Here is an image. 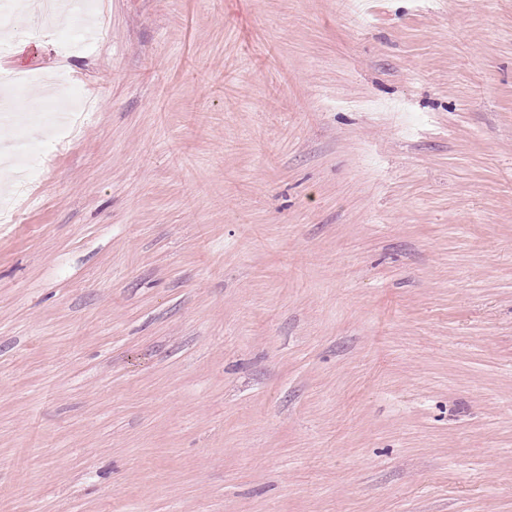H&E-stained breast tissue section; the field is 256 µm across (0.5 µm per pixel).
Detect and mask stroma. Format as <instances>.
<instances>
[{"instance_id": "stroma-1", "label": "stroma", "mask_w": 512, "mask_h": 512, "mask_svg": "<svg viewBox=\"0 0 512 512\" xmlns=\"http://www.w3.org/2000/svg\"><path fill=\"white\" fill-rule=\"evenodd\" d=\"M90 4L0 36L91 98L0 125V512H512V0Z\"/></svg>"}]
</instances>
